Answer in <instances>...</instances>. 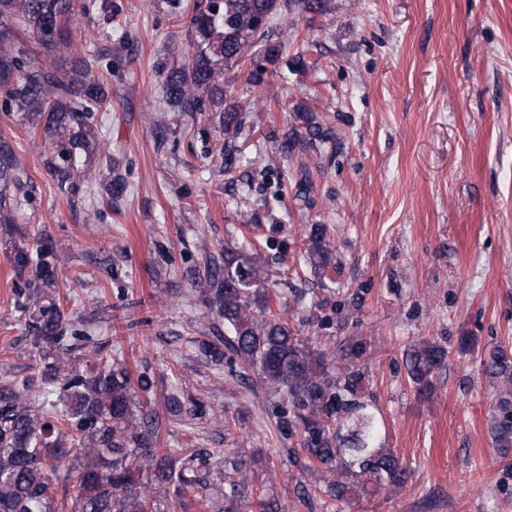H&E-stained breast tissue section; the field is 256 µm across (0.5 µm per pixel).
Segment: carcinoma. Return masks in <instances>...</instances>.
Returning a JSON list of instances; mask_svg holds the SVG:
<instances>
[{"label": "carcinoma", "instance_id": "cac0c4a2", "mask_svg": "<svg viewBox=\"0 0 512 512\" xmlns=\"http://www.w3.org/2000/svg\"><path fill=\"white\" fill-rule=\"evenodd\" d=\"M328 0H195L189 17L191 54L163 67V93L171 111L216 112L227 140L221 153L226 169L251 136L253 103L224 104V71L254 53L246 83L265 86V75L283 57L284 45L268 27L276 14L299 5L323 14ZM110 20L121 8L113 0H0V93L23 113L35 135L55 153L47 162L65 185L81 155L112 154V140L93 125L95 113L110 103L104 79L93 70L96 54L86 46L62 68L47 63L69 48L65 26L90 10ZM31 35L39 49L14 42L10 25ZM44 55L45 60L38 59ZM295 119L278 141L280 154L318 155L336 140L335 129L298 105ZM24 172L13 147L0 136V214L4 235L21 215ZM28 245L13 248L17 308L24 312L34 373L0 380V512H55L56 489L77 481L73 512H170L162 501L188 512L187 499L213 508V455L200 448H163L155 415L147 410L153 376L131 373L112 363V337L64 315L56 297L59 252L41 231L27 233ZM305 257L325 279L332 266L329 227L310 225ZM261 252L245 246L204 249L195 267V284L204 288L208 322L224 333L215 339L185 342L216 365L229 361L247 385L259 381L274 393L271 413L288 460L305 475L318 473L315 488L299 481L296 498L311 505L317 497L345 503L351 495L403 486L409 470L385 448L386 434L368 381L369 342L363 336L321 342L301 335L274 309L304 300V291L273 292L265 287ZM350 303L336 301L331 313L316 317L327 330L348 323ZM441 338L407 345L402 363L408 384L423 395L449 361ZM489 378L502 384L493 397L489 433L499 454L512 452V347L497 342L481 359ZM299 448H294V445ZM252 458L227 454L219 471L224 485L222 512H281L264 485H252ZM146 476H141V473ZM163 488L159 493L156 488Z\"/></svg>", "mask_w": 512, "mask_h": 512}]
</instances>
